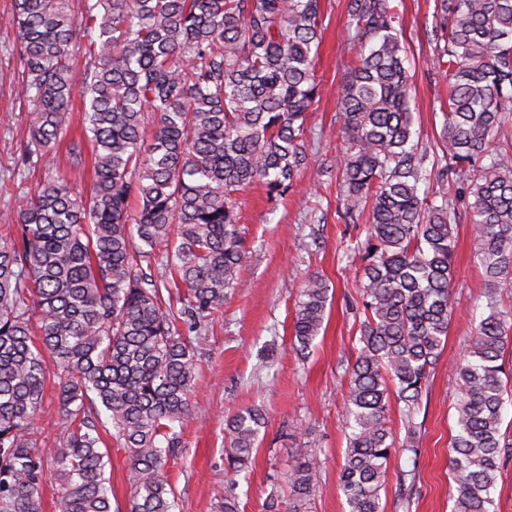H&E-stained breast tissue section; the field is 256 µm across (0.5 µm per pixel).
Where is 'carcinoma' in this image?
Wrapping results in <instances>:
<instances>
[{"label": "carcinoma", "instance_id": "obj_1", "mask_svg": "<svg viewBox=\"0 0 512 512\" xmlns=\"http://www.w3.org/2000/svg\"><path fill=\"white\" fill-rule=\"evenodd\" d=\"M359 52L339 87L336 150L341 217L368 215L361 259L357 353L349 365L347 448L339 478L349 512H383L393 450L417 453L389 425L390 393L413 424L455 309L452 257L460 204L476 242L485 314L463 358L449 448L452 512H494L505 350L512 309V145L492 149L512 117V0H436L435 65L448 81L440 141L414 128L412 82L389 0H348ZM321 0H12L15 93L32 106L17 164L50 171L82 101L92 182L49 176L0 222V512H112L102 432L129 461L128 512H175L165 471L192 411L191 334L224 310L246 258L237 196L281 197L307 165L306 117L318 97ZM84 57L76 78L73 56ZM162 267L158 276L154 268ZM329 288L308 275L293 349L315 346ZM58 386L63 437L47 469L38 420ZM266 424L253 406L225 428L227 471H245ZM293 512L319 484L312 450L290 449Z\"/></svg>", "mask_w": 512, "mask_h": 512}]
</instances>
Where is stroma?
I'll list each match as a JSON object with an SVG mask.
<instances>
[{"label": "stroma", "instance_id": "stroma-1", "mask_svg": "<svg viewBox=\"0 0 512 512\" xmlns=\"http://www.w3.org/2000/svg\"><path fill=\"white\" fill-rule=\"evenodd\" d=\"M390 4L405 37L415 127L421 141L431 144L439 138L438 110L448 98V83L433 63L435 0ZM322 8L316 68L320 89L306 121L308 163L297 189L285 198L269 199L255 187L239 196V228L248 253L237 288L197 350L194 409L184 427L183 446L167 465L177 512H214L217 496L227 490L237 494L241 512H267L269 493L277 491L279 512H288V451L298 442L314 450L321 469V490L311 512H349L337 488L346 449L347 368L359 336L354 310L358 283L348 247L365 240L366 230L364 224L339 218L336 175L327 169L339 142L338 86L356 47L348 34L347 0H323ZM21 70L17 33L0 26V215L17 214L24 203L23 188L46 177L41 170L14 168L30 122L28 104L14 94ZM474 249L471 224L462 220L453 254L458 309L415 416L419 455L414 458L398 449L390 460L381 492L385 512H451L448 448L459 390L448 364L462 359L485 304ZM312 273L326 279L332 301L316 348L304 359L293 349L292 317L301 282ZM252 406L265 409L267 424L245 477L234 479L224 467L225 421Z\"/></svg>", "mask_w": 512, "mask_h": 512}]
</instances>
